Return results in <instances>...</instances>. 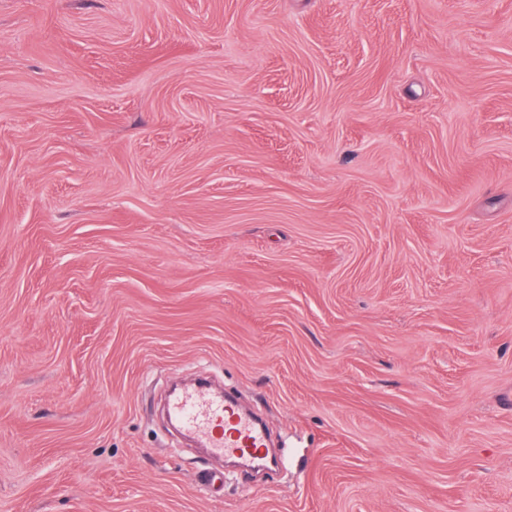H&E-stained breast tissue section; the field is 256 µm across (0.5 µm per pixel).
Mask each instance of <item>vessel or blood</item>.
<instances>
[{
  "mask_svg": "<svg viewBox=\"0 0 512 512\" xmlns=\"http://www.w3.org/2000/svg\"><path fill=\"white\" fill-rule=\"evenodd\" d=\"M168 413L185 435L214 457L232 456L246 463L267 458L265 428L231 398L205 386L174 395Z\"/></svg>",
  "mask_w": 512,
  "mask_h": 512,
  "instance_id": "obj_1",
  "label": "vessel or blood"
}]
</instances>
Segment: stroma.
Here are the masks:
<instances>
[{
  "instance_id": "stroma-1",
  "label": "stroma",
  "mask_w": 512,
  "mask_h": 512,
  "mask_svg": "<svg viewBox=\"0 0 512 512\" xmlns=\"http://www.w3.org/2000/svg\"><path fill=\"white\" fill-rule=\"evenodd\" d=\"M0 512H512V0H0ZM168 413L181 431L216 458L233 456L249 464L267 458V433L251 415L241 412L234 401L200 385L174 395ZM233 430L224 433V423ZM253 459H259L253 463Z\"/></svg>"
}]
</instances>
